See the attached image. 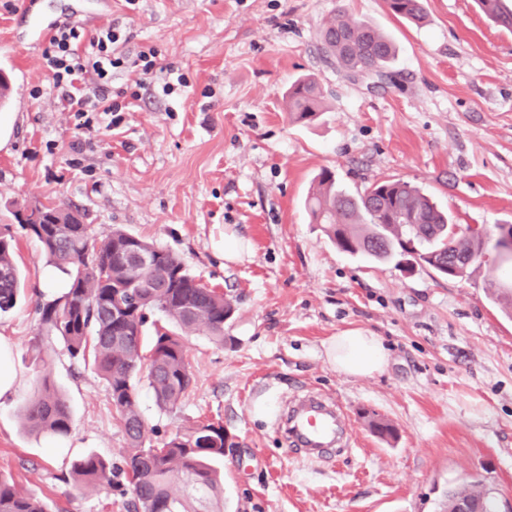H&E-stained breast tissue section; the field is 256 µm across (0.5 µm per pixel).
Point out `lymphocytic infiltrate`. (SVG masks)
Returning a JSON list of instances; mask_svg holds the SVG:
<instances>
[{
	"label": "lymphocytic infiltrate",
	"mask_w": 512,
	"mask_h": 512,
	"mask_svg": "<svg viewBox=\"0 0 512 512\" xmlns=\"http://www.w3.org/2000/svg\"><path fill=\"white\" fill-rule=\"evenodd\" d=\"M119 39L112 26L90 38L75 26L52 29L42 65L52 74L53 90L64 111L78 119L91 112L108 116L121 111V104L110 96L113 72L136 66L148 73L155 68V50L140 51L132 60L114 53L112 46Z\"/></svg>",
	"instance_id": "obj_1"
}]
</instances>
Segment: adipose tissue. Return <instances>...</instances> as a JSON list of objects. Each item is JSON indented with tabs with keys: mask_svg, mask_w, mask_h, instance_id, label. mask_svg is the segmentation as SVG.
<instances>
[{
	"mask_svg": "<svg viewBox=\"0 0 512 512\" xmlns=\"http://www.w3.org/2000/svg\"><path fill=\"white\" fill-rule=\"evenodd\" d=\"M326 356L337 372L348 376L378 374L389 363L382 338L361 329H348L331 337Z\"/></svg>",
	"mask_w": 512,
	"mask_h": 512,
	"instance_id": "ef3b65f1",
	"label": "adipose tissue"
}]
</instances>
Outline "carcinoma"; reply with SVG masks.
<instances>
[{
	"label": "carcinoma",
	"mask_w": 512,
	"mask_h": 512,
	"mask_svg": "<svg viewBox=\"0 0 512 512\" xmlns=\"http://www.w3.org/2000/svg\"><path fill=\"white\" fill-rule=\"evenodd\" d=\"M494 21L512 26V12L501 0H477ZM393 15L415 25L425 22L423 0H385ZM321 53L350 79H391L393 41L376 26L338 14L321 30ZM323 93L312 78L288 88L293 122L309 124L323 111ZM305 207L313 223L338 249L376 260L402 257V270L428 266L443 278L464 279L484 257L487 237L449 236L450 218L419 187L402 179L376 182L353 194L340 188L333 172L317 176ZM38 223L21 224L42 246L54 268L67 275L62 295L37 304L39 324L61 338L71 357L91 364L105 380L127 439L124 466L90 452L72 463L70 474L84 489L109 488L127 497V512H201L192 497H220L217 465L224 459V426L210 422L176 433L153 445L154 428L145 421L138 384L145 382L158 407L172 411L191 390L194 379L183 336L203 332L224 345V322L232 300L190 274L174 252L132 235L118 225L98 235L90 225L72 224L75 210L54 202L30 205ZM65 223H59V219ZM135 246L152 253L155 264L124 269L116 253ZM24 296L14 260L9 227H0V314L12 311ZM127 311L114 318L112 306ZM157 311L176 328L155 327L147 337L148 314ZM36 372L32 395L23 407L26 423L50 435H66L71 415L48 372V355L34 342L29 349ZM485 494L479 478L449 489L444 512L461 495ZM0 512H48L45 504L0 474Z\"/></svg>",
	"instance_id": "carcinoma-1"
}]
</instances>
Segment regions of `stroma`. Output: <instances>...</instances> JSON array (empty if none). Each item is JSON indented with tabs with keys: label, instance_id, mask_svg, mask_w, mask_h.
Here are the masks:
<instances>
[{
	"label": "stroma",
	"instance_id": "35a3bbf8",
	"mask_svg": "<svg viewBox=\"0 0 512 512\" xmlns=\"http://www.w3.org/2000/svg\"><path fill=\"white\" fill-rule=\"evenodd\" d=\"M426 22L390 15L384 0H0V70L14 90L0 112V225H10L25 298L0 316L17 394L0 403V473L52 512H125L118 493L76 488L73 459L121 463L127 446L105 381L39 336L45 281L64 288L14 213L40 200L78 210L95 232L124 230L179 255L232 298L223 345L185 339L195 386L177 409L140 387L154 442L219 421L236 441L219 465L224 512H438L445 492L483 478L512 502V318L493 291L512 266L488 252L463 280L336 249L303 200L321 169L342 188L400 178L426 190L457 224H512V29L476 0H425ZM395 43L396 87L370 91L326 63L320 31L337 11ZM92 34L116 24L119 51L157 52V70L112 77L138 91L118 122L90 113L77 126L30 49L29 16ZM186 84L162 87L171 75ZM314 76L328 109L312 124L288 118L285 94ZM245 246L224 259V238ZM358 328L381 336L386 370L337 373L324 342ZM48 353L71 431H29L34 338ZM342 402L349 450L320 463L292 452L279 427L289 398ZM391 424L381 437L371 421Z\"/></svg>",
	"mask_w": 512,
	"mask_h": 512
}]
</instances>
